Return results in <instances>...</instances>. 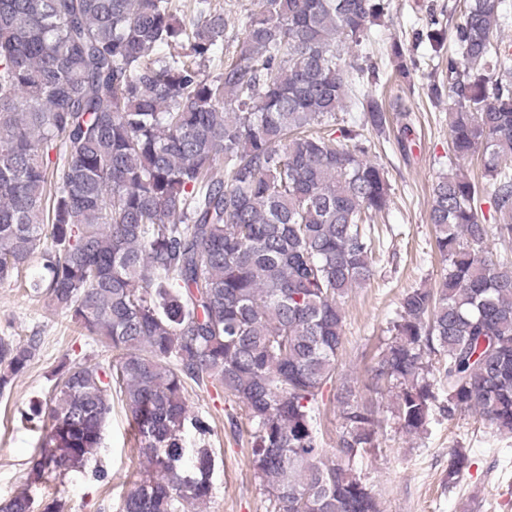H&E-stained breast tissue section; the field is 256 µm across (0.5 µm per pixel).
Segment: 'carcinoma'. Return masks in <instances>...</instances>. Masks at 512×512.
Wrapping results in <instances>:
<instances>
[{
  "mask_svg": "<svg viewBox=\"0 0 512 512\" xmlns=\"http://www.w3.org/2000/svg\"><path fill=\"white\" fill-rule=\"evenodd\" d=\"M388 0H252L222 71L232 18L195 0H0V283L41 260L33 283L108 365L75 362L27 419L45 430L29 473L41 481L96 455L119 386L143 469L120 512H204L211 450L183 465L186 380L217 382L252 425L250 462L272 512H381L358 470L388 419L407 435L440 410L474 412L512 434V50L502 0H466L448 57V131L458 159L481 156L483 188L442 175L428 215L448 270L404 292L375 355L370 397L336 394V450L324 448L318 397L336 377L340 299L373 276L371 224L391 185L371 140L335 129L365 69L344 55ZM420 63L400 58L396 81ZM385 133L383 100L363 102ZM341 133L338 140L335 133ZM38 351L0 336V395ZM448 450V486L469 467ZM23 491L0 512H63Z\"/></svg>",
  "mask_w": 512,
  "mask_h": 512,
  "instance_id": "cac0c4a2",
  "label": "carcinoma"
}]
</instances>
